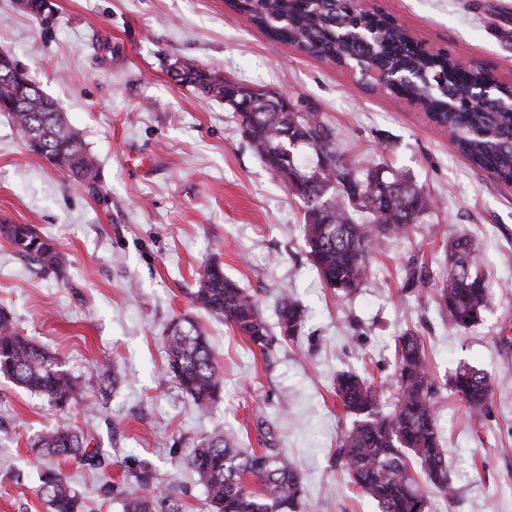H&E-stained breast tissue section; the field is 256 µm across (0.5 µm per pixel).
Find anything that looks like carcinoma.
<instances>
[{
	"mask_svg": "<svg viewBox=\"0 0 512 512\" xmlns=\"http://www.w3.org/2000/svg\"><path fill=\"white\" fill-rule=\"evenodd\" d=\"M230 6L274 41L302 42L323 60L361 71L370 48L344 41L340 34L353 21L374 29L376 65L410 66L441 87L431 95L420 81L392 85L387 93L424 106L430 119L454 134L456 149L473 166L499 183L512 184V112L500 104L512 97V87L497 86L493 103L485 108L468 110L460 103L458 111L450 112L446 107L459 87L492 81L487 70L464 73L447 54H422L414 42L394 35L382 13L359 12L355 0H230ZM183 72L180 84L195 91L220 100L231 92L228 80L215 72L187 62ZM243 106L245 111L238 113L242 134L270 173L302 202L304 245L322 284L336 295L355 293L369 275L371 254L409 237L433 213V198L410 174L341 157L335 132L320 113L304 112L289 98L273 100L260 91ZM0 112L9 113L28 151L49 159L71 181L96 189L98 169L55 99L15 74H0ZM291 129L298 138L295 147L285 137ZM0 238L45 272L56 273L67 263L53 239L30 224H0ZM443 248L434 301L455 327L466 331L479 324L490 289L471 237L457 235ZM193 306L224 320L265 357L276 342L297 339L307 319L300 301L282 297L276 304V329H271L259 313L257 295L226 276L218 261L199 275ZM165 333L166 373L197 411L208 412L223 387L208 336L188 317L172 319ZM0 375L59 409L83 395L81 384L57 357L20 333L5 306H0ZM447 383L471 415L480 418L487 412L493 382L484 369L462 364ZM391 387L395 396L387 400L382 389L355 372L336 376V398L353 417L336 448V464L378 512H430L431 495L452 501L456 488L448 478L437 418L439 386L423 342L409 330L395 339ZM253 421L259 448H242L215 427L194 444L186 465L203 487L211 512H298L305 495L303 476L277 447L266 416L257 410ZM30 446L90 469L109 466L100 444H91L76 429L38 433ZM179 492L176 480H160L144 458H130L128 474L112 484L123 512H184ZM38 495L49 512H79L78 495L59 470L44 474Z\"/></svg>",
	"mask_w": 512,
	"mask_h": 512,
	"instance_id": "1",
	"label": "carcinoma"
}]
</instances>
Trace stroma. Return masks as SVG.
Returning a JSON list of instances; mask_svg holds the SVG:
<instances>
[{"instance_id": "35a3bbf8", "label": "stroma", "mask_w": 512, "mask_h": 512, "mask_svg": "<svg viewBox=\"0 0 512 512\" xmlns=\"http://www.w3.org/2000/svg\"><path fill=\"white\" fill-rule=\"evenodd\" d=\"M415 38L512 83V0H364ZM44 20L0 0V54L21 62L58 101L99 172L97 189L71 183L30 153L0 113V222L31 224L68 263L41 271L0 239V305L23 334L53 353L88 390L62 410L0 377V512H47L37 489L47 468L77 490L80 512H122L106 493L122 462L148 459L160 478L180 472L185 512H210L185 456L219 425L257 447L252 414L263 410L279 448L301 472L300 512H376L334 461L352 419L333 392L341 372L392 381L394 339L420 336L437 382L461 364L486 370L493 399L481 420L441 390L438 412L455 502L432 512H512V187L474 167L451 135L398 99L361 85L347 68L270 40L225 0H53ZM185 60L250 88L272 89L322 113L341 151L406 170L437 200L407 240L371 257L352 298L320 285L302 238L303 207L263 166L233 110L172 79ZM467 234L480 246L493 297L469 332L433 301L443 239ZM257 293L275 325L287 296L310 309L302 336L263 357L223 320L194 309L190 293L211 260ZM422 269L421 280L410 273ZM195 316L224 371V387L202 415L165 372L163 332ZM118 373L96 390L101 362ZM59 426L100 440L106 471L56 461L29 448Z\"/></svg>"}]
</instances>
